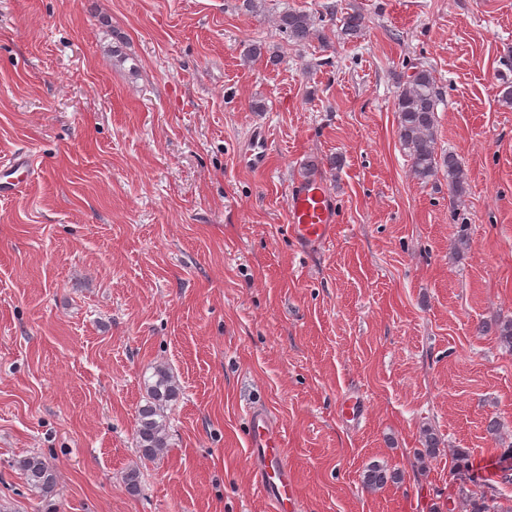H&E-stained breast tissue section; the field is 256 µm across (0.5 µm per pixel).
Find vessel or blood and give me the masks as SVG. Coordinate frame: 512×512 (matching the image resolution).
I'll return each mask as SVG.
<instances>
[{
  "label": "vessel or blood",
  "mask_w": 512,
  "mask_h": 512,
  "mask_svg": "<svg viewBox=\"0 0 512 512\" xmlns=\"http://www.w3.org/2000/svg\"><path fill=\"white\" fill-rule=\"evenodd\" d=\"M271 152L265 129L255 128L241 154L250 168H264ZM290 227L297 239L312 246L324 242L335 222V208L322 182L303 180L291 186L288 194ZM249 459L255 465V484L266 499L270 512H298L299 500L292 471L284 459L283 436L267 411H248Z\"/></svg>",
  "instance_id": "b4317fda"
}]
</instances>
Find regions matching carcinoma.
<instances>
[{"label":"carcinoma","mask_w":512,"mask_h":512,"mask_svg":"<svg viewBox=\"0 0 512 512\" xmlns=\"http://www.w3.org/2000/svg\"><path fill=\"white\" fill-rule=\"evenodd\" d=\"M365 28L364 17L349 13L344 18L341 34L358 38ZM277 30L286 39L301 43L314 35L315 20L305 11L286 10L277 19ZM441 91L432 70L423 66L413 67L410 75L399 85L395 100L398 118V137L411 161L414 175L427 181L444 172L450 190L458 195L463 192L465 170L461 160L453 153L436 151V110ZM155 381L148 384V399L138 411L135 440L142 457L152 459L168 447V429L164 407L173 401L178 388L168 368L162 364L154 367ZM14 467L23 476L28 488L44 498L56 490L58 476L54 466L40 453H32L15 460ZM400 473L380 464L370 465L363 473V484L369 489H380L389 483H398ZM461 495L469 502L470 512H499V492L489 486L477 493L461 487Z\"/></svg>","instance_id":"1"}]
</instances>
